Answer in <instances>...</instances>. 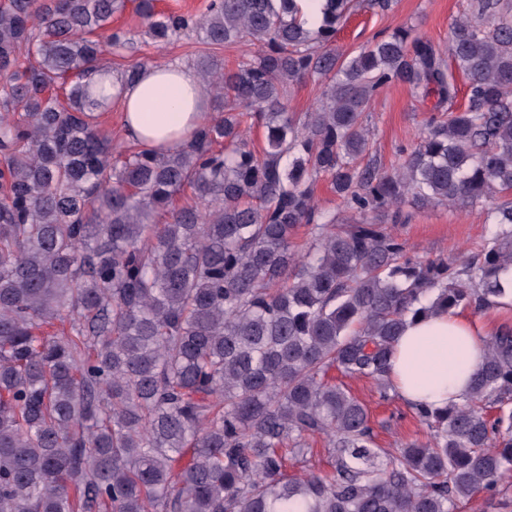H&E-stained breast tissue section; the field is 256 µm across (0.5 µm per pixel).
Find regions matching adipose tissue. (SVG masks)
<instances>
[{
  "label": "adipose tissue",
  "instance_id": "1",
  "mask_svg": "<svg viewBox=\"0 0 512 512\" xmlns=\"http://www.w3.org/2000/svg\"><path fill=\"white\" fill-rule=\"evenodd\" d=\"M129 137L160 151L182 145L207 113L192 69L152 64L131 83L114 81ZM485 325L459 309L407 320L392 348L388 380L408 406L444 410L462 403L484 358Z\"/></svg>",
  "mask_w": 512,
  "mask_h": 512
}]
</instances>
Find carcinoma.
Wrapping results in <instances>:
<instances>
[{
    "label": "carcinoma",
    "instance_id": "obj_1",
    "mask_svg": "<svg viewBox=\"0 0 512 512\" xmlns=\"http://www.w3.org/2000/svg\"><path fill=\"white\" fill-rule=\"evenodd\" d=\"M130 4L156 44L247 50L232 70L197 58L213 115L189 141L114 164L100 37L133 46L112 29ZM353 6L327 0L310 32L295 0H0V512H453L512 478V326L485 337L467 401L413 408L429 435L386 462L365 405L325 381L387 398L408 319L503 296L512 0H471L444 45L401 28L339 53ZM307 80L300 119L285 99ZM393 83L435 115L383 170L361 164L365 112ZM321 177L350 217L318 207ZM477 205L490 234L465 260L412 256L382 221ZM317 438L334 473L288 475ZM320 93L321 86L313 81L294 86L287 97L289 111L302 116L305 112H310Z\"/></svg>",
    "mask_w": 512,
    "mask_h": 512
}]
</instances>
